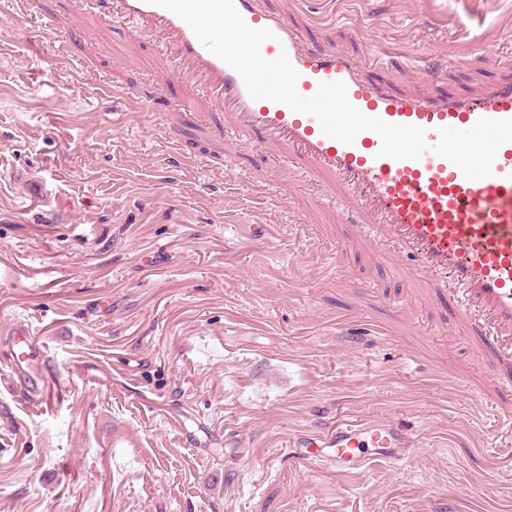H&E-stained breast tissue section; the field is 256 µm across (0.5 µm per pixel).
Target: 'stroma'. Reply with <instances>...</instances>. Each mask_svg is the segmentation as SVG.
<instances>
[{
	"instance_id": "1",
	"label": "stroma",
	"mask_w": 512,
	"mask_h": 512,
	"mask_svg": "<svg viewBox=\"0 0 512 512\" xmlns=\"http://www.w3.org/2000/svg\"><path fill=\"white\" fill-rule=\"evenodd\" d=\"M267 4L416 95L512 80V0ZM41 10L68 59L0 0V512H512V398L441 290L297 160L184 121L207 90L147 25ZM19 323L46 346L48 401L11 386ZM367 418L421 447L361 472L291 454Z\"/></svg>"
}]
</instances>
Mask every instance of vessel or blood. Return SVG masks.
Wrapping results in <instances>:
<instances>
[{"mask_svg":"<svg viewBox=\"0 0 512 512\" xmlns=\"http://www.w3.org/2000/svg\"><path fill=\"white\" fill-rule=\"evenodd\" d=\"M112 4L113 15L156 29L182 65L183 77L208 89L214 123L233 127L246 147L302 161L323 181L328 196L341 201L343 218L357 224L365 239L451 295V326L477 333L492 345L497 381L512 392V142L500 147L492 175L480 180L465 178L459 168L429 151L417 160L379 156L381 139L371 131L343 144L325 136L314 116L252 99L241 77L173 13L147 0ZM235 4L250 27L274 32L261 53L268 59L287 53L299 73L302 96L313 95L322 82H345L349 100L364 114L426 128L431 143L440 127L467 129L482 118L512 119V83L475 97L412 96L369 78L344 51L307 46L292 19L264 0ZM21 342L12 358L13 385L32 397L45 383L44 375L34 371L43 347L27 332ZM414 445L413 436L388 419L346 420L292 441L297 458L310 448L337 468L355 470L377 461L402 462Z\"/></svg>","mask_w":512,"mask_h":512,"instance_id":"vessel-or-blood-1","label":"vessel or blood"}]
</instances>
